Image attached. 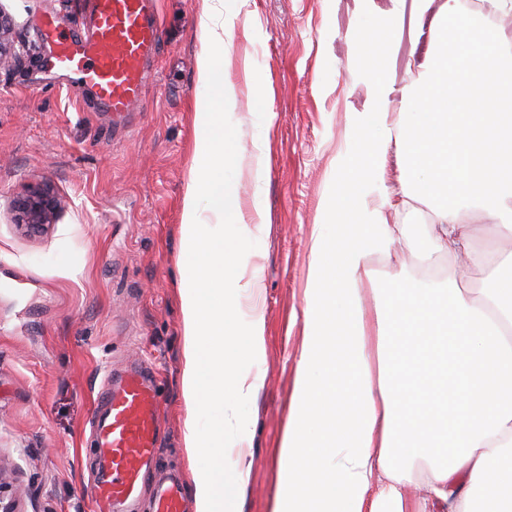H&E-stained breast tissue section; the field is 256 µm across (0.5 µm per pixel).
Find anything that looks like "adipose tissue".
Listing matches in <instances>:
<instances>
[{
  "label": "adipose tissue",
  "mask_w": 512,
  "mask_h": 512,
  "mask_svg": "<svg viewBox=\"0 0 512 512\" xmlns=\"http://www.w3.org/2000/svg\"><path fill=\"white\" fill-rule=\"evenodd\" d=\"M406 17L430 24L432 39L400 86L397 30ZM374 43L383 54L361 72L370 94L349 112L336 157L346 179L316 237L272 512H483L487 501L492 512H512V294L489 284L474 297L461 287L481 260L466 212H485L512 240V126L493 101L478 110L468 96L491 72L512 84L508 39L462 18L456 0H389ZM395 101L411 109L409 119L394 120ZM391 147L405 168L393 194L385 186ZM424 202L433 218L420 226ZM391 208L406 222L390 223ZM347 223L369 230V243L342 249L332 285L328 254ZM398 245L416 248L425 265L447 257V278L380 282L368 256ZM343 375L352 379L347 402L361 412L353 439L327 438L330 479L304 477L316 426L342 409L330 389ZM418 456L426 465L416 471ZM415 478L427 491L420 502L405 492Z\"/></svg>",
  "instance_id": "ef3b65f1"
}]
</instances>
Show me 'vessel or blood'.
Wrapping results in <instances>:
<instances>
[{"label": "vessel or blood", "mask_w": 512, "mask_h": 512, "mask_svg": "<svg viewBox=\"0 0 512 512\" xmlns=\"http://www.w3.org/2000/svg\"><path fill=\"white\" fill-rule=\"evenodd\" d=\"M52 66L70 87L93 89L102 111L116 117L139 111L148 65L160 42L157 0H92L90 28L50 24ZM162 395L141 368L109 381L91 423L93 446L104 464L92 478L96 502L108 512L136 500L153 486L152 512H183L178 484L157 475V416Z\"/></svg>", "instance_id": "vessel-or-blood-1"}]
</instances>
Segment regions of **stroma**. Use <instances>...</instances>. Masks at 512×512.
<instances>
[{"instance_id":"35a3bbf8","label":"stroma","mask_w":512,"mask_h":512,"mask_svg":"<svg viewBox=\"0 0 512 512\" xmlns=\"http://www.w3.org/2000/svg\"><path fill=\"white\" fill-rule=\"evenodd\" d=\"M25 46L0 71V476L22 512H94L96 469L85 436L106 375L157 372L163 466L184 481L181 216L192 165L203 0H159L160 44L141 112L124 125L92 90L50 79L39 24L80 21L84 0H0ZM361 0H235L224 54L240 152L235 203L246 224L264 203L261 249L247 269L257 292L243 314L265 318L263 385L249 405L251 463L241 512H270L274 457L288 423L304 340L305 288L346 114L368 96L352 73L365 59L350 33ZM264 173L255 176V155ZM49 184L61 207L31 232L14 205Z\"/></svg>"}]
</instances>
